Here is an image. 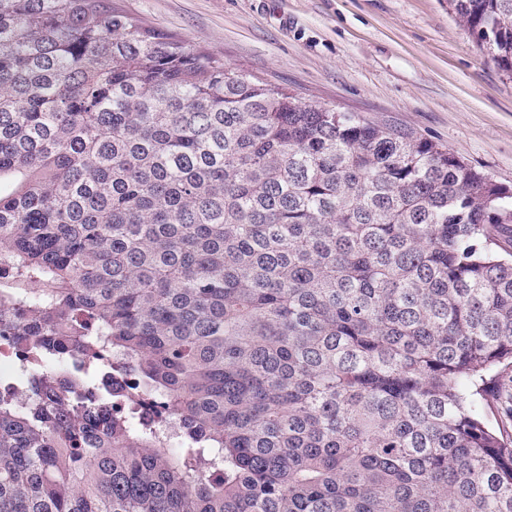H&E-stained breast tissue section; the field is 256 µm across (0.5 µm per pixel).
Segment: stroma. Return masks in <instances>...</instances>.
Masks as SVG:
<instances>
[{"label":"stroma","instance_id":"35a3bbf8","mask_svg":"<svg viewBox=\"0 0 512 512\" xmlns=\"http://www.w3.org/2000/svg\"><path fill=\"white\" fill-rule=\"evenodd\" d=\"M259 81L447 146L512 190V78L448 0H112ZM512 438V369L488 395Z\"/></svg>","mask_w":512,"mask_h":512}]
</instances>
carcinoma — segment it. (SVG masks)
Returning <instances> with one entry per match:
<instances>
[{
    "label": "carcinoma",
    "mask_w": 512,
    "mask_h": 512,
    "mask_svg": "<svg viewBox=\"0 0 512 512\" xmlns=\"http://www.w3.org/2000/svg\"><path fill=\"white\" fill-rule=\"evenodd\" d=\"M449 7L512 77V0ZM3 182L0 329L38 371L0 394V512H512V193L447 148L111 0H0ZM107 347L122 392L41 369ZM490 408H486L489 422L510 441L512 438V369H502L494 387L487 397Z\"/></svg>",
    "instance_id": "carcinoma-1"
}]
</instances>
